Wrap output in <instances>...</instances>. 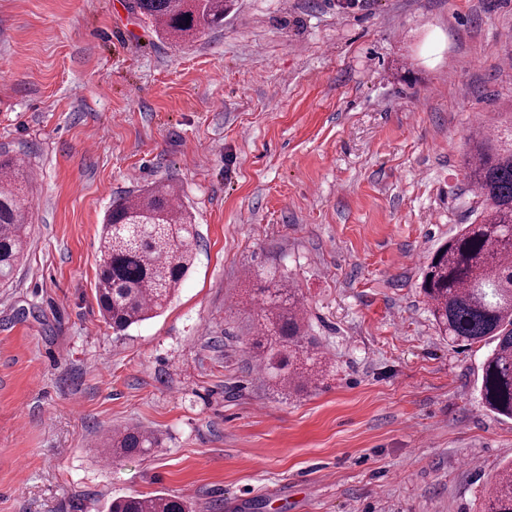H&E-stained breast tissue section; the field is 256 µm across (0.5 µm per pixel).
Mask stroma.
Instances as JSON below:
<instances>
[{
	"instance_id": "obj_1",
	"label": "stroma",
	"mask_w": 512,
	"mask_h": 512,
	"mask_svg": "<svg viewBox=\"0 0 512 512\" xmlns=\"http://www.w3.org/2000/svg\"><path fill=\"white\" fill-rule=\"evenodd\" d=\"M132 0H0V153L26 255L0 287V512H480L512 461L488 353L418 283L468 223L465 137L512 103V0H234L175 43ZM175 184L193 267L159 316L99 313L113 200ZM294 283L327 367L276 391L251 349L262 269ZM137 425L149 454L103 463ZM158 446V439L136 426H126L112 431L102 442L103 454L106 457L124 458L143 455ZM107 512H189L179 498L158 493L153 496H122L107 505Z\"/></svg>"
}]
</instances>
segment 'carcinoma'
Returning <instances> with one entry per match:
<instances>
[{
    "label": "carcinoma",
    "mask_w": 512,
    "mask_h": 512,
    "mask_svg": "<svg viewBox=\"0 0 512 512\" xmlns=\"http://www.w3.org/2000/svg\"><path fill=\"white\" fill-rule=\"evenodd\" d=\"M134 8L176 41L224 24L227 0H134ZM464 179L473 221L440 245L422 273L430 313L458 346H491L481 366L479 395L492 414L512 419V111L489 133L466 139ZM27 174L20 161L0 157V283L19 265L28 237L21 196ZM179 190L158 184L112 205L102 224L95 293L117 331L153 318L171 300L193 264L191 214ZM260 328L253 350L275 386L300 392L315 381L317 352L304 329L298 290L275 276L255 290ZM158 446L136 426L112 431L102 442L109 458L143 455ZM107 512H189L179 498L122 496ZM483 512H512V463L486 492Z\"/></svg>",
    "instance_id": "1"
}]
</instances>
